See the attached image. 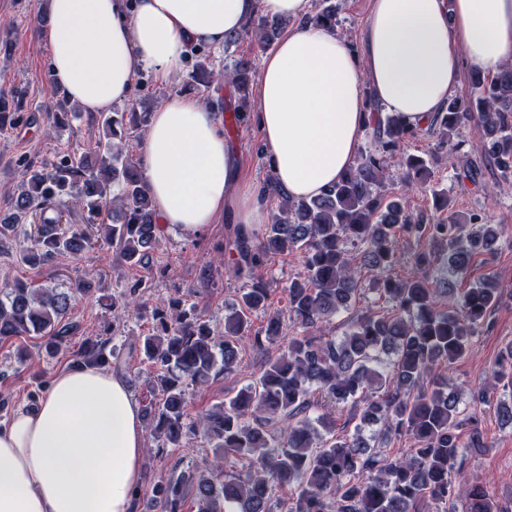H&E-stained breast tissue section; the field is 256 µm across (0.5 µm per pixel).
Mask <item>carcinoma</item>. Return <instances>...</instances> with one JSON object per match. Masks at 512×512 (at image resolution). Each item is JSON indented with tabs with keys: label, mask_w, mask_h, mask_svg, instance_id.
<instances>
[{
	"label": "carcinoma",
	"mask_w": 512,
	"mask_h": 512,
	"mask_svg": "<svg viewBox=\"0 0 512 512\" xmlns=\"http://www.w3.org/2000/svg\"><path fill=\"white\" fill-rule=\"evenodd\" d=\"M303 23L337 29L341 25L336 0H318ZM280 24L263 16L247 32L259 45L271 43ZM254 61L239 58L215 72L200 64L194 81L233 96L210 100L234 121L248 120L249 81ZM146 112H101L102 134L94 150L64 154L50 163H28L17 189L7 194L12 231L20 222L35 229L34 247L21 261L28 266L53 262L61 254H76L96 241L90 229H103V243L115 249L119 262L147 265L160 237L153 198L134 161L124 150L126 135L145 130ZM34 118L7 111L0 94V131L13 130ZM68 112L46 114V135L63 128ZM479 123L485 137L480 155L501 177L512 176V63L500 66L490 79L473 78L472 93L463 100L449 97L444 109L423 129L408 128L393 113L371 104L369 133L374 148L358 152L354 163L325 192L296 200L273 192L278 200L272 222L258 232L242 225L233 230L229 249L237 258L230 274L242 281L236 302L224 316V328L186 309L185 302L168 303L170 315L159 312V325L141 337L145 358L160 367L154 399L144 417L165 448H183L203 432L215 448V460L204 469L188 467L153 486L155 512H184L185 497L195 491L197 512H275L274 491L294 490L287 512H512L483 481L463 472L467 450L486 448L477 412L494 408L504 424L512 425V403L494 400L501 381L512 386V345L492 371V379L470 390L462 407L458 387L448 372L472 349L477 329L499 302L502 290L487 277L470 288L456 284L475 259L494 251L502 230L484 214L459 215L449 210L448 195L433 192L436 208L448 212L433 220L413 214L392 190L388 159L420 133L438 134L458 154L464 176L475 179L478 168L459 130ZM399 179L406 189L425 183L423 158H400ZM87 208V223L65 224L71 203ZM425 240L427 252L410 258L398 249L401 237ZM362 245L360 261L383 272L377 293L391 304L380 315L366 308L340 337L328 335L326 324L349 310L363 289L359 267L351 256ZM303 254L304 271L282 286L288 313L299 333L285 337L281 317L268 310L271 292L280 287L258 272L262 257L275 251ZM448 266V277L434 280L428 270L436 260ZM403 264L405 277L392 274ZM151 285L137 281L112 295V311L120 317L144 305ZM92 293L78 280L66 288H34L16 280L0 287V341L40 336L45 350L55 354L72 326L63 323L77 295ZM455 300L452 311L441 308ZM263 316L260 329L253 317ZM277 342L286 348L270 360L254 382L234 396L192 419L186 412V388L232 372L241 347L258 349ZM78 363H107L102 346H88ZM353 411L359 419L353 432L336 435V415ZM406 436L415 447L393 454L380 446L383 435ZM245 461L247 470L224 471L228 457Z\"/></svg>",
	"instance_id": "obj_1"
}]
</instances>
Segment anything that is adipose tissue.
<instances>
[{
	"label": "adipose tissue",
	"instance_id": "ef3b65f1",
	"mask_svg": "<svg viewBox=\"0 0 512 512\" xmlns=\"http://www.w3.org/2000/svg\"><path fill=\"white\" fill-rule=\"evenodd\" d=\"M54 86L89 114L127 103L141 73L176 81L192 47H220L255 16L299 18L309 0H47ZM512 60V0H373L360 47L321 26L284 33L261 63L253 119L272 186L244 184L219 112L189 93L149 117L139 159L164 228L266 223L272 189L312 198L353 164L370 102L423 127L464 68ZM144 428L126 384L74 365L0 423V512H132Z\"/></svg>",
	"mask_w": 512,
	"mask_h": 512
}]
</instances>
